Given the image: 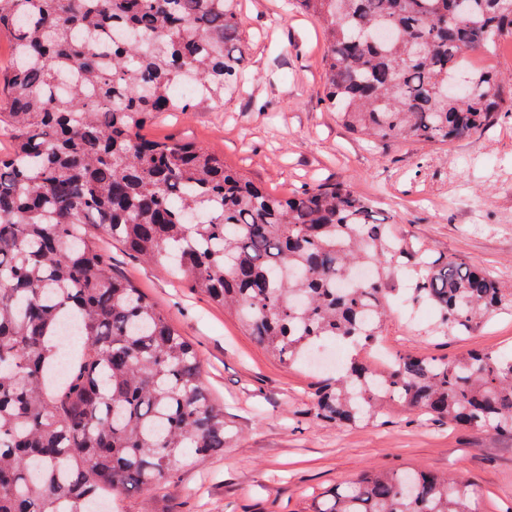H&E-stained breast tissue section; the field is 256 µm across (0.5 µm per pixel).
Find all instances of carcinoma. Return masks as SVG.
<instances>
[{"instance_id":"cac0c4a2","label":"carcinoma","mask_w":512,"mask_h":512,"mask_svg":"<svg viewBox=\"0 0 512 512\" xmlns=\"http://www.w3.org/2000/svg\"><path fill=\"white\" fill-rule=\"evenodd\" d=\"M234 3L0 0L13 43L0 72V512H97L224 451L195 349L115 274L100 235L186 276L284 364L327 338L371 345L409 259L414 298L443 334L512 307L489 272L412 255L343 182L278 197L209 148L142 134L159 112L200 111L249 83ZM293 4L321 27L326 101L354 133L446 144L512 106V78L463 64L512 39V0ZM184 79L199 93L172 96ZM391 402L512 436V353L405 352L383 369L351 357L314 410L358 425ZM315 512L474 509L464 477L408 469L365 470Z\"/></svg>"}]
</instances>
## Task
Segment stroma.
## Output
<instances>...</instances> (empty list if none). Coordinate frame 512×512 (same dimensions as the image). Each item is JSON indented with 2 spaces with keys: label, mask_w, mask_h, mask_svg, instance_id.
<instances>
[{
  "label": "stroma",
  "mask_w": 512,
  "mask_h": 512,
  "mask_svg": "<svg viewBox=\"0 0 512 512\" xmlns=\"http://www.w3.org/2000/svg\"><path fill=\"white\" fill-rule=\"evenodd\" d=\"M239 9L248 86L225 92L214 111L161 113L150 137L213 149L276 195L347 181L414 248L512 281V112L500 113L487 133L447 146L369 144L325 101L317 23L288 0H240ZM112 267L192 343L228 429L222 454L183 464L169 486L122 497L119 512H314L362 470L406 468L462 473L476 512H512V437L451 427L399 405L373 424L326 422L314 399L328 370L283 364L233 313L117 245ZM426 310L418 303L406 313L390 309L381 348L448 357L512 350L510 310L466 336L437 333Z\"/></svg>",
  "instance_id": "stroma-1"
}]
</instances>
